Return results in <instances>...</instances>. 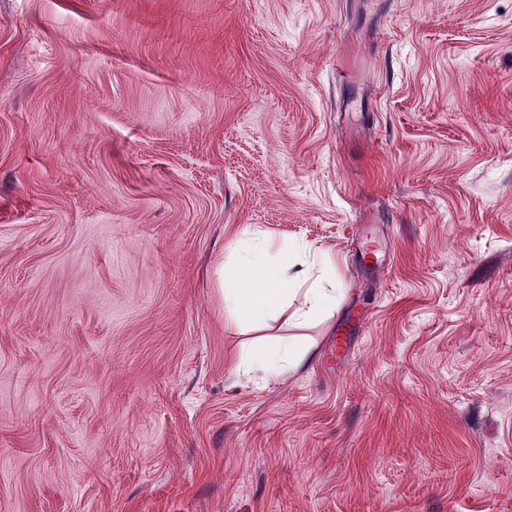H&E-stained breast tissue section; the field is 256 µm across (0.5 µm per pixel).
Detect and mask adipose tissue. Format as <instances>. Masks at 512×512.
I'll return each instance as SVG.
<instances>
[{"label":"adipose tissue","instance_id":"obj_1","mask_svg":"<svg viewBox=\"0 0 512 512\" xmlns=\"http://www.w3.org/2000/svg\"><path fill=\"white\" fill-rule=\"evenodd\" d=\"M228 265L248 279L245 288L225 284L221 289L224 312L229 317L256 327L275 320L281 313L292 312L297 324L311 321L323 309L336 305V291L332 288H311L305 295V304L296 310L288 308V283L291 266L287 255H280L275 264H267L261 249L244 247L227 259ZM306 353L292 341L283 338L273 347L252 355L248 366L263 371L268 377L282 376L288 368L304 360Z\"/></svg>","mask_w":512,"mask_h":512}]
</instances>
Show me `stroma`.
Instances as JSON below:
<instances>
[{
  "label": "stroma",
  "instance_id": "obj_1",
  "mask_svg": "<svg viewBox=\"0 0 512 512\" xmlns=\"http://www.w3.org/2000/svg\"><path fill=\"white\" fill-rule=\"evenodd\" d=\"M0 512H512V0H0ZM263 249L247 245L227 259V265L236 269L250 281L247 288H238L233 283L221 287L224 313L229 317L256 327L266 325L288 310V283L291 279L288 249L279 250V260L267 265ZM336 306V286L334 288H308L304 307L294 311L292 317L297 325L311 321L322 309H333ZM306 355V350L297 348L288 337H285L273 347L254 353L249 359L248 368L259 369L269 378H278L288 371V368L302 362Z\"/></svg>",
  "mask_w": 512,
  "mask_h": 512
}]
</instances>
